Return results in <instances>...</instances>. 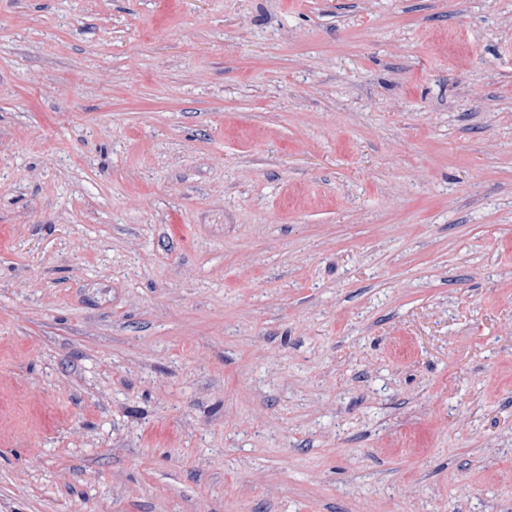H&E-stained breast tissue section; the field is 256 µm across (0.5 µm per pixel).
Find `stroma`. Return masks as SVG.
<instances>
[{
	"mask_svg": "<svg viewBox=\"0 0 512 512\" xmlns=\"http://www.w3.org/2000/svg\"><path fill=\"white\" fill-rule=\"evenodd\" d=\"M0 512H512V0H0Z\"/></svg>",
	"mask_w": 512,
	"mask_h": 512,
	"instance_id": "1",
	"label": "stroma"
}]
</instances>
